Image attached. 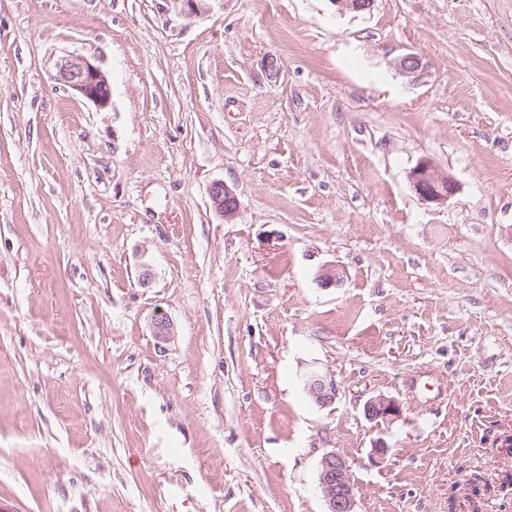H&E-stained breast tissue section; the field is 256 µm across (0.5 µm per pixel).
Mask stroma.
<instances>
[{
	"mask_svg": "<svg viewBox=\"0 0 512 512\" xmlns=\"http://www.w3.org/2000/svg\"><path fill=\"white\" fill-rule=\"evenodd\" d=\"M511 437L512 0H0L1 505L326 512L333 451L356 512H512ZM54 79L98 107H106L111 102L112 84L90 57L71 54L59 57ZM408 179L415 195L424 203L443 205L458 192V184L429 159H421L409 171ZM209 199L214 212L231 223L239 214L240 202L234 189L223 181H215L209 187ZM304 389L311 400L321 408L331 406L339 391L334 379L318 371H309L305 374ZM364 415L370 421L388 424L402 416V409L395 400L379 396L366 402ZM318 483L328 509L326 512H355V485L341 455L329 451L321 456Z\"/></svg>",
	"mask_w": 512,
	"mask_h": 512,
	"instance_id": "obj_1",
	"label": "stroma"
}]
</instances>
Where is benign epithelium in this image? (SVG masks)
<instances>
[{
  "instance_id": "7a95c632",
  "label": "benign epithelium",
  "mask_w": 512,
  "mask_h": 512,
  "mask_svg": "<svg viewBox=\"0 0 512 512\" xmlns=\"http://www.w3.org/2000/svg\"><path fill=\"white\" fill-rule=\"evenodd\" d=\"M340 14L363 13L371 10L374 0H330ZM54 79L63 87L98 107H106L112 99V84L107 75L87 56L66 54L55 63ZM408 179L415 195L424 203L443 205L458 192V184L428 159H422L409 171ZM209 199L214 212L229 224L239 214L240 202L234 189L222 181L209 187ZM153 335L169 342L175 328L164 317L154 319ZM304 389L320 408L331 406L338 395L336 381L318 371L304 376ZM365 417L376 423L388 424L402 416L400 405L383 396L369 399L364 405ZM318 483L327 512H354L355 485L344 458L334 451L324 453L319 461Z\"/></svg>"
}]
</instances>
